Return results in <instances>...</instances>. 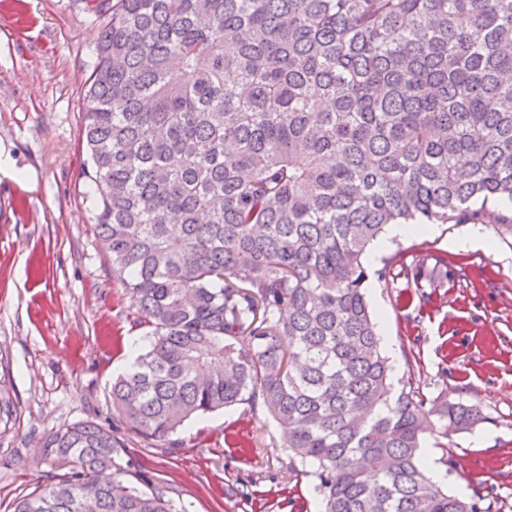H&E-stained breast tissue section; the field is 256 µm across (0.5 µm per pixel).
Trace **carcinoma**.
I'll use <instances>...</instances> for the list:
<instances>
[{
	"label": "carcinoma",
	"mask_w": 512,
	"mask_h": 512,
	"mask_svg": "<svg viewBox=\"0 0 512 512\" xmlns=\"http://www.w3.org/2000/svg\"><path fill=\"white\" fill-rule=\"evenodd\" d=\"M91 8L82 175L145 329L112 382L130 428L178 448L187 422L259 404L314 467L324 512H477L429 476L424 434L487 417L394 391L363 257L391 224H477V203H512V0ZM43 448L61 474L13 512H175L126 479L123 442L95 422Z\"/></svg>",
	"instance_id": "cac0c4a2"
}]
</instances>
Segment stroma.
Segmentation results:
<instances>
[{"label":"stroma","mask_w":512,"mask_h":512,"mask_svg":"<svg viewBox=\"0 0 512 512\" xmlns=\"http://www.w3.org/2000/svg\"><path fill=\"white\" fill-rule=\"evenodd\" d=\"M100 22L86 0H0V512L56 471L52 431L92 421L124 443L131 472L166 487L177 512H321L316 478L291 467L283 429L238 405L185 426L180 448L132 431L109 399L113 376L145 345L94 224L81 176L82 102ZM512 206L483 211L492 251H457L461 224L368 251L367 290L394 385L425 402L465 400L487 420L424 440L442 486L482 512H512ZM447 258L432 286L380 280L383 255Z\"/></svg>","instance_id":"1"}]
</instances>
